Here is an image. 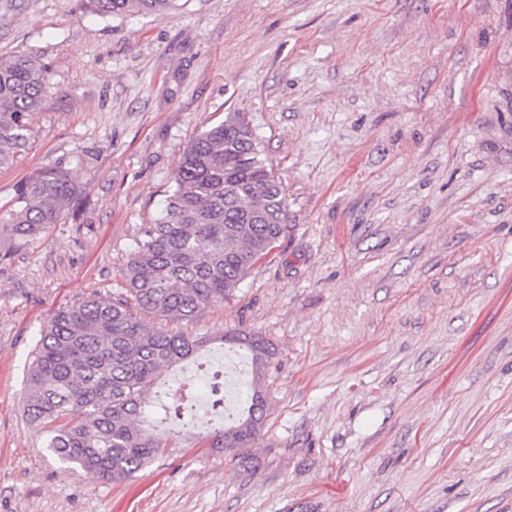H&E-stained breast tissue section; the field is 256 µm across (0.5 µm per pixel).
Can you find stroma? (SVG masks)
Returning <instances> with one entry per match:
<instances>
[{
	"mask_svg": "<svg viewBox=\"0 0 512 512\" xmlns=\"http://www.w3.org/2000/svg\"><path fill=\"white\" fill-rule=\"evenodd\" d=\"M0 54L50 67L0 204L85 189L0 260V512H512V0H182L102 17L0 0ZM242 112L288 236L236 296L163 328L276 348L249 448L189 433L122 483L63 471L25 413L42 325L121 290L189 141Z\"/></svg>",
	"mask_w": 512,
	"mask_h": 512,
	"instance_id": "stroma-1",
	"label": "stroma"
}]
</instances>
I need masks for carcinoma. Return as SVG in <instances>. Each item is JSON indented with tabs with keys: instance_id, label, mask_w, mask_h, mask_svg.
<instances>
[{
	"instance_id": "1",
	"label": "carcinoma",
	"mask_w": 512,
	"mask_h": 512,
	"mask_svg": "<svg viewBox=\"0 0 512 512\" xmlns=\"http://www.w3.org/2000/svg\"><path fill=\"white\" fill-rule=\"evenodd\" d=\"M179 2L88 0V6L105 17L165 15ZM49 84L46 64L0 55V167L28 149L33 117L45 104ZM173 181L157 217L143 225L120 264L123 291L108 302L90 296L56 310L40 331L27 376V415L46 448L64 469L105 482L132 478L166 447L144 416L156 380L204 346L149 317L188 321L233 299L257 262L288 234L285 189L240 112L202 130L186 146ZM82 193L60 163L21 181L0 206V260L59 223ZM220 342L229 351H245L250 363L242 411L224 429H211V414L224 407V383L216 374L206 409L191 416L189 425L210 448H249L265 418L262 381L275 349L244 330L227 333ZM166 395L165 418L182 420L184 383L174 382Z\"/></svg>"
}]
</instances>
